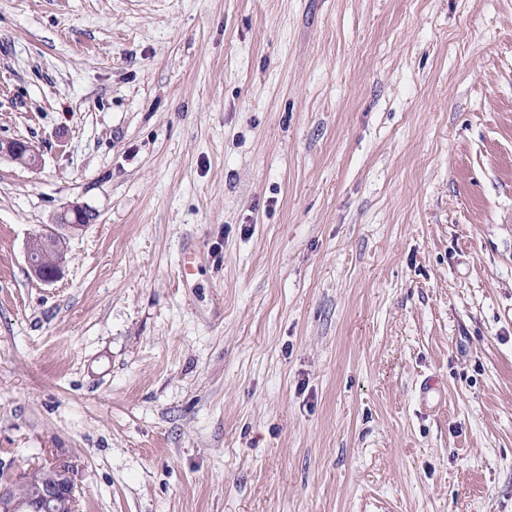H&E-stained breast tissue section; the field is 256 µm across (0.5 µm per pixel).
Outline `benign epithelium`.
Returning <instances> with one entry per match:
<instances>
[{"mask_svg":"<svg viewBox=\"0 0 512 512\" xmlns=\"http://www.w3.org/2000/svg\"><path fill=\"white\" fill-rule=\"evenodd\" d=\"M6 155L28 168L40 164V155L35 147L24 141H0V156ZM95 219L86 207L74 205L60 214L58 228L44 234L47 243L61 239L63 232L78 229ZM25 262L29 272L39 281L50 284L61 278L64 263L47 271L43 268L46 255H38L27 248ZM39 467L51 473V480L35 486L27 495L19 496L16 490L28 484L32 471L13 473L0 462V512H78L79 470L70 457L51 453L39 464Z\"/></svg>","mask_w":512,"mask_h":512,"instance_id":"benign-epithelium-1","label":"benign epithelium"}]
</instances>
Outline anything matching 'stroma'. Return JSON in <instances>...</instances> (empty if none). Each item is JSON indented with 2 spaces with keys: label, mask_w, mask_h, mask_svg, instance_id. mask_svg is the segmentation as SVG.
<instances>
[{
  "label": "stroma",
  "mask_w": 512,
  "mask_h": 512,
  "mask_svg": "<svg viewBox=\"0 0 512 512\" xmlns=\"http://www.w3.org/2000/svg\"><path fill=\"white\" fill-rule=\"evenodd\" d=\"M14 139L13 470L70 456L80 512H512V0H0ZM6 155L12 160L28 168H36L40 164V155L35 147L24 141H0V157ZM95 219V214H93L86 207L81 205H73L71 209H68L66 212L60 214L58 217V229H54L48 233L40 234L35 237L31 244L34 246H41L49 249V246H45V239L48 244H53L54 240H61V236L64 237L62 231H67L70 229H79L80 227L85 226L86 224H90ZM38 252H35L30 245H28L25 253V262L29 272L39 281L50 284L56 282L61 278L65 262H57L56 267L52 268L50 264H45L46 254H42L41 257L37 258ZM45 264V265H44ZM51 269V272L43 268Z\"/></svg>",
  "instance_id": "35a3bbf8"
}]
</instances>
